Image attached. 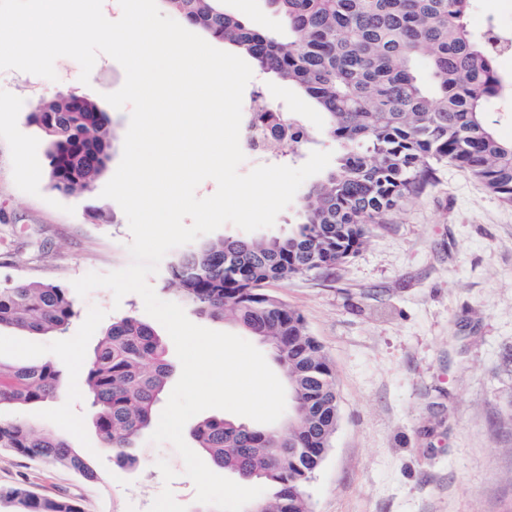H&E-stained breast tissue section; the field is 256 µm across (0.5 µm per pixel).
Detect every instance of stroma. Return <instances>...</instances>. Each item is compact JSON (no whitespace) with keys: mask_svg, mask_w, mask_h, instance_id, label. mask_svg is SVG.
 Segmentation results:
<instances>
[{"mask_svg":"<svg viewBox=\"0 0 512 512\" xmlns=\"http://www.w3.org/2000/svg\"><path fill=\"white\" fill-rule=\"evenodd\" d=\"M469 24L512 33V0H473ZM56 80L0 71V283H52L70 290L75 315L64 335L0 329V361L56 362L62 392L43 403L2 408L65 435L95 466L90 482L0 449V488L25 484L39 495L66 496L83 512H216L196 502L184 462L170 443L148 435L134 443L138 462L119 464L96 431L83 373L68 356L90 359L113 320L148 321L142 298L115 301L98 288L73 292L75 280L131 262V233L113 200L56 192L47 177V138L29 124L38 100L77 95L107 110L114 140L103 180L123 153L128 110L106 94L124 83L123 68L99 55L89 83L79 64L55 62ZM262 97L303 113L315 143L281 154L298 167L312 150L336 145L326 119L299 91L254 70L243 97ZM300 310L335 373L340 420L307 493L312 512H512V205L466 173L440 167L434 183L410 198L354 257L325 273L268 284Z\"/></svg>","mask_w":512,"mask_h":512,"instance_id":"stroma-1","label":"stroma"}]
</instances>
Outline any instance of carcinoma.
<instances>
[{
	"label": "carcinoma",
	"mask_w": 512,
	"mask_h": 512,
	"mask_svg": "<svg viewBox=\"0 0 512 512\" xmlns=\"http://www.w3.org/2000/svg\"><path fill=\"white\" fill-rule=\"evenodd\" d=\"M190 25L250 56L298 89L326 117L339 152L334 170L310 184L290 234L223 239L177 257L168 287L201 316H227L263 341L284 369L295 416L257 427L206 419L192 430L211 463L264 485L244 512H310L301 467L331 447L339 417L333 368L304 316L266 285L327 272L354 256L418 189L452 164L512 203V140L485 120L504 93L497 48L468 24L471 0H266L286 24L261 32L224 10L223 0H165ZM29 122L48 137V177L68 197L91 194L106 168L110 117L82 97L32 106ZM74 316L65 289L0 284V328L61 335ZM173 366L157 329L133 317L112 322L86 371L94 424L116 459L132 465L134 441L157 422ZM62 371L51 361L0 362V407L56 397ZM0 448L63 468L87 481L97 473L65 437L21 420L0 419ZM13 512H83L20 484L0 499Z\"/></svg>",
	"instance_id": "obj_1"
}]
</instances>
